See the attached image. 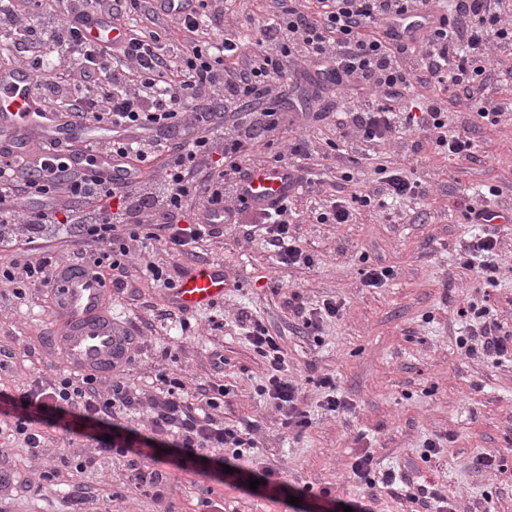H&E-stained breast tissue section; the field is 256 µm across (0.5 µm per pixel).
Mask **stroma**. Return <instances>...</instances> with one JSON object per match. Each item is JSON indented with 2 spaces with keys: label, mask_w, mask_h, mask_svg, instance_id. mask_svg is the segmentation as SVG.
<instances>
[{
  "label": "stroma",
  "mask_w": 512,
  "mask_h": 512,
  "mask_svg": "<svg viewBox=\"0 0 512 512\" xmlns=\"http://www.w3.org/2000/svg\"><path fill=\"white\" fill-rule=\"evenodd\" d=\"M491 69L494 80L483 95L502 108L497 124L472 112L461 90L444 94L448 130L473 140L471 157L448 155L424 133L410 130L390 142H354L352 155L337 154L331 166L323 155L340 136L335 115L354 97L319 85L306 65L289 66V97L280 105L289 120L274 144H257L254 165H266L285 145L304 141L318 198L367 193L378 186L383 166L413 171L429 189L424 198L394 203L387 214L360 209L348 224L315 223L308 196L294 198L295 235L312 264H277L268 235L249 209L177 261L159 242L132 243L125 285L108 291L113 317L135 338L122 374L138 399L127 413L132 429L147 433L153 403L170 381L182 382L181 394L191 403L201 386L221 383L229 393L212 412L216 424H254L258 452L273 470L270 487L253 490L248 482L225 478L217 453L202 450L193 473L180 469L177 449L163 444L169 493L181 512H200L214 491L224 496V512H343L351 502L368 504L373 512H413L405 493L416 484L442 491L457 512H512V357L472 356L458 343L480 327L484 309L512 334V223L469 224L454 206L492 186L497 204L512 209V56L494 54ZM352 157L358 160L354 179L345 183L341 169ZM486 233L498 240L500 274L492 284L478 277L467 252L470 241ZM75 250L63 230L33 243L22 235L0 260L64 261ZM216 261L223 262L229 282L223 299L190 311H176L168 290L144 272L152 262L176 280ZM373 268L392 274L382 285L365 286L364 274ZM296 296L311 308L336 300L342 314L325 322L318 335L301 334ZM53 312L52 298L41 289H27L19 298L12 284L0 282V354L7 358L1 387L14 388L34 375L52 380L66 371L49 343ZM255 323L277 338L288 377L299 386L312 418L303 434L284 429L274 403L260 392L267 364L247 338ZM324 377L335 380L346 409H323ZM432 439L441 448L428 457L424 443ZM364 452L374 458L366 481L351 472L355 456ZM60 453L56 442L37 459L24 449L10 450L18 482L0 492V512H71L76 484L97 497L100 512H156L149 495L125 484L119 460L102 470L70 469L53 481L40 480ZM482 454L493 457L492 467L474 469ZM388 472L398 479L392 491L382 483ZM295 487L309 494L294 506L289 496Z\"/></svg>",
  "instance_id": "obj_1"
}]
</instances>
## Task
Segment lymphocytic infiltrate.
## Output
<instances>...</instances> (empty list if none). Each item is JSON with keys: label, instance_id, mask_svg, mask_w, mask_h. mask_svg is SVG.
<instances>
[{"label": "lymphocytic infiltrate", "instance_id": "obj_1", "mask_svg": "<svg viewBox=\"0 0 512 512\" xmlns=\"http://www.w3.org/2000/svg\"><path fill=\"white\" fill-rule=\"evenodd\" d=\"M0 8V33L15 34L22 63L37 75L35 89L66 118L122 130L109 148L133 163L140 178L116 185L92 168L68 180L53 175L20 178L23 158L0 153V248L13 247L15 227L30 241L64 229L84 251L77 257L96 269H120L131 242L162 243L172 258L190 254L194 244L213 235L216 212L235 220L241 206L239 187L258 136L276 135L284 117L275 104L282 97L285 66L304 63L332 73L337 86L362 91L363 97L338 123L358 137L391 140L411 126L425 131L436 147L452 156L471 155L473 142L449 132L448 87L462 89L473 112L497 122L499 107L477 91L490 75L491 53L512 55V17L503 0H453L452 13L413 41L387 26L389 19L433 11L437 0H315L304 10L299 0H272L273 11L252 46L232 35H219L222 11L183 7L178 20L185 41L172 43L158 34L143 35L126 27L125 14L141 11L144 0H7ZM91 13L106 15L122 28V39L93 41L83 32ZM60 52L73 71L57 80L43 67L47 49ZM437 86L420 114L403 104L416 84ZM234 115L231 128L217 116ZM179 130L176 142L151 138L154 130ZM43 200L40 208L30 207ZM260 215L278 250L281 265L310 264L311 258L289 234L287 204L261 209ZM250 343L268 363L264 395L282 413V427L303 434L312 425L289 380L284 355L274 337L260 326L248 332ZM180 382L155 402L151 434L126 435L117 424L118 408H132L136 398L119 376H60L52 385L31 377L21 387L0 390V441L20 442L40 457L48 439L66 443L86 437L89 427L110 426L111 439H97L96 453L84 458L64 454L59 464L79 471L98 462L125 459L126 479L151 494L159 512H175L167 499L169 477L159 469L155 439L171 438L182 466H196L198 450L223 454L240 478L243 458L255 463L254 476L267 480L255 442L234 427L216 425L209 415L227 393L224 385L203 389L208 414L196 418L180 408Z\"/></svg>", "mask_w": 512, "mask_h": 512}]
</instances>
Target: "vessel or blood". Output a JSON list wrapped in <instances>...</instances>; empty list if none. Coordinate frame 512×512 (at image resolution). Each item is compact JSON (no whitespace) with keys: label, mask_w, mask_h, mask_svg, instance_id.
<instances>
[{"label":"vessel or blood","mask_w":512,"mask_h":512,"mask_svg":"<svg viewBox=\"0 0 512 512\" xmlns=\"http://www.w3.org/2000/svg\"><path fill=\"white\" fill-rule=\"evenodd\" d=\"M440 23L439 17L421 13L413 19L395 21V28L406 38ZM112 140L108 127H89L62 118L34 92V76L23 65L0 69V150L30 158L40 166L42 157H62L67 172L83 170L85 159H92L95 171L103 178L123 184L133 182L135 174L112 156L107 145ZM42 145L41 157H34V145ZM294 190L286 170L276 167L250 171L240 188L244 203L262 207L278 205ZM59 304L55 320L57 342L70 368L107 373L112 364L126 354V339L112 322L107 290L93 267L61 266L56 278ZM228 283L224 266L206 264L184 274L170 293L171 302L180 308L209 305L223 296Z\"/></svg>","instance_id":"obj_1"}]
</instances>
